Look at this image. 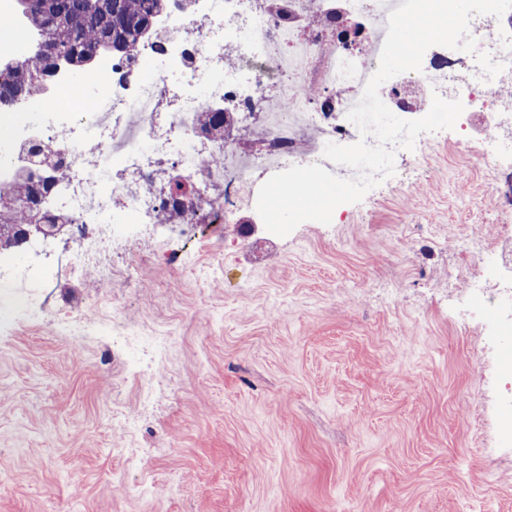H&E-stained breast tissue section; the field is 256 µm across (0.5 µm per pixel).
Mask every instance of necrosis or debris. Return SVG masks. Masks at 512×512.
<instances>
[{"instance_id":"necrosis-or-debris-1","label":"necrosis or debris","mask_w":512,"mask_h":512,"mask_svg":"<svg viewBox=\"0 0 512 512\" xmlns=\"http://www.w3.org/2000/svg\"><path fill=\"white\" fill-rule=\"evenodd\" d=\"M394 7V0H201L168 16L153 43L141 47V55L152 59L149 70L105 56L91 84H67L68 107L34 97L1 113L0 124L10 130L7 153L34 133L67 151L62 184L51 196L52 207L78 230L66 271L93 265L104 282L118 274L129 287L137 286L133 246L143 238L138 228L166 207V195L144 189L162 160L194 183L183 217L187 224L208 213L214 223H233L239 208L252 203L259 172L320 164L336 176L354 177L351 168L326 161L323 150L360 135L347 113L379 65ZM338 9L365 21L364 55L327 39L325 26ZM469 33L476 53L449 50L422 71L393 77L380 86L379 96L387 98L396 86L428 99L464 101L456 146L475 152L476 164L490 169L512 158V103L497 95L501 84L512 81V19L475 15ZM480 51L502 64L495 78L486 79L479 68ZM309 84L337 94L335 105L308 98L303 89ZM229 102L238 106L237 122L257 123L259 149L246 152L233 141L198 137L200 114ZM215 155L220 164L212 163ZM118 242L126 246L125 260L107 264ZM459 247L481 266L480 273L468 275L460 298L480 343L494 348L492 374L508 410L496 445L512 457V287L487 284L497 268L512 266V226L499 225L492 250L469 241ZM33 292V268L0 259V314H22L33 305Z\"/></svg>"}]
</instances>
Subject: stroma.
<instances>
[{"label":"stroma","mask_w":512,"mask_h":512,"mask_svg":"<svg viewBox=\"0 0 512 512\" xmlns=\"http://www.w3.org/2000/svg\"><path fill=\"white\" fill-rule=\"evenodd\" d=\"M453 139L340 221L196 225L193 268L160 260L134 288L56 275L55 241L50 321L0 319V512H512L489 357L455 321L456 244L512 222L488 194L512 162L481 168ZM104 296L139 339L68 341ZM147 367L177 379L149 410Z\"/></svg>","instance_id":"stroma-1"}]
</instances>
